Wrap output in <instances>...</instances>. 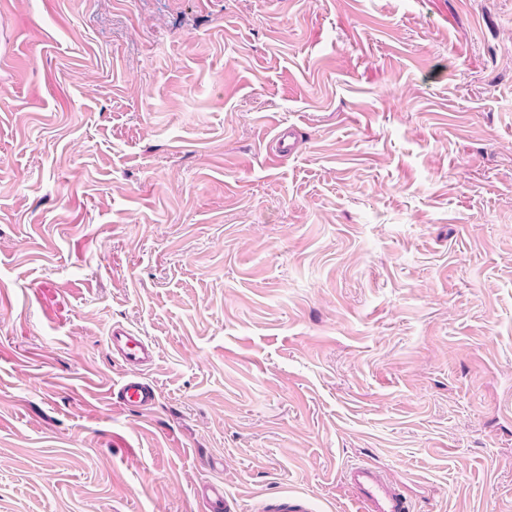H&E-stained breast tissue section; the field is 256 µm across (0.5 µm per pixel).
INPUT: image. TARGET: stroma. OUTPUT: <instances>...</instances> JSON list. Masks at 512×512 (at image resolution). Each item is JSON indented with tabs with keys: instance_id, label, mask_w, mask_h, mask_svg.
Returning a JSON list of instances; mask_svg holds the SVG:
<instances>
[{
	"instance_id": "1",
	"label": "stroma",
	"mask_w": 512,
	"mask_h": 512,
	"mask_svg": "<svg viewBox=\"0 0 512 512\" xmlns=\"http://www.w3.org/2000/svg\"><path fill=\"white\" fill-rule=\"evenodd\" d=\"M361 460L512 512V0H0V512ZM106 344L111 353L128 367L131 373L111 392L126 407L142 410L155 402L156 390L150 384L142 381L137 374H132L147 361H153L155 350L143 336H138L120 325H113L106 338ZM133 368V369H132Z\"/></svg>"
}]
</instances>
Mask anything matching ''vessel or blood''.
<instances>
[{"label": "vessel or blood", "instance_id": "vessel-or-blood-1", "mask_svg": "<svg viewBox=\"0 0 512 512\" xmlns=\"http://www.w3.org/2000/svg\"><path fill=\"white\" fill-rule=\"evenodd\" d=\"M111 353L132 373L114 388V396L127 407L142 410L152 405L156 399V390L142 381L134 370L144 363L154 360L155 351L144 337L138 336L126 327L112 326L106 338ZM342 479L352 492L357 512H411L409 500L401 488L390 476L367 462L359 461L347 465ZM201 497L206 512H231L232 502L224 493L220 482H207L200 486ZM264 512H313L307 499L302 497L281 496L271 500Z\"/></svg>", "mask_w": 512, "mask_h": 512}]
</instances>
